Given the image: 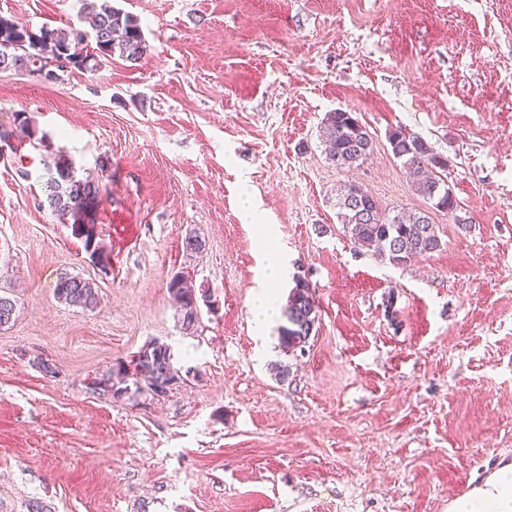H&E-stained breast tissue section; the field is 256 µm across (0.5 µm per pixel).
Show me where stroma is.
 Listing matches in <instances>:
<instances>
[{
    "label": "stroma",
    "mask_w": 512,
    "mask_h": 512,
    "mask_svg": "<svg viewBox=\"0 0 512 512\" xmlns=\"http://www.w3.org/2000/svg\"><path fill=\"white\" fill-rule=\"evenodd\" d=\"M113 4L141 24L140 63L55 83L0 71V130L23 115L49 141L0 158V295L17 301L0 327V512H448L512 462V0ZM79 9L0 0L35 29ZM340 108L373 137L351 170L319 135ZM396 128L446 160L455 210L416 192ZM49 148L100 180V255L43 204ZM348 181L428 211L440 250L396 265L359 247L337 218ZM263 224L317 301L300 351L251 322ZM180 272L191 326L167 289ZM64 273L96 283L95 308L58 302ZM149 342L185 374L167 396L89 389Z\"/></svg>",
    "instance_id": "1"
}]
</instances>
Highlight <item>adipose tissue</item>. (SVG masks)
Listing matches in <instances>:
<instances>
[{
    "instance_id": "ef3b65f1",
    "label": "adipose tissue",
    "mask_w": 512,
    "mask_h": 512,
    "mask_svg": "<svg viewBox=\"0 0 512 512\" xmlns=\"http://www.w3.org/2000/svg\"><path fill=\"white\" fill-rule=\"evenodd\" d=\"M275 234L270 225L260 229L259 245L266 252V263L252 306V322L257 332H265L279 308L273 296L288 279V258L274 247ZM452 512H512V465L501 467L484 484L456 499Z\"/></svg>"
}]
</instances>
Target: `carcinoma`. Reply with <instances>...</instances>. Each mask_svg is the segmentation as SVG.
<instances>
[{
    "mask_svg": "<svg viewBox=\"0 0 512 512\" xmlns=\"http://www.w3.org/2000/svg\"><path fill=\"white\" fill-rule=\"evenodd\" d=\"M80 13L93 22L97 37L85 42L83 30L73 26H43L34 30L26 24L0 15V71L17 69L14 41L22 40L28 52L31 73H36V61L63 57L69 69L94 72L105 61L118 56L132 64L146 54V41L138 19L117 8L112 0H80ZM19 139L36 147L43 145L45 136L27 119L18 122ZM321 139L328 148V159L340 169H351L363 163L373 150V140L355 113L337 109L326 115L320 127ZM392 154L403 161L413 178L415 190L436 209L452 210L456 203L448 183L434 170L446 166L441 157L420 137L393 130L388 135ZM47 175L45 202L63 224L72 225L73 232L84 238L86 249L96 248L95 225L91 224L101 203V186L87 178L75 176V162L64 152L44 162ZM338 219L352 239L360 246L396 265L436 252L441 247L437 226L427 214H391L383 211L373 196L361 185L348 182L337 193ZM186 277L176 274L168 282V291L183 324L194 323V291L185 286ZM58 301L69 305L94 308L98 292L95 284L77 275L62 274L54 287ZM285 323L278 328L282 348L294 351L308 341L310 332L319 321L318 307L308 283L295 279L283 311ZM170 350L156 343L144 345L128 363L120 362L94 377V392L119 399L129 391L125 378L133 384L165 383L175 378Z\"/></svg>",
    "mask_w": 512,
    "mask_h": 512,
    "instance_id": "1",
    "label": "carcinoma"
}]
</instances>
